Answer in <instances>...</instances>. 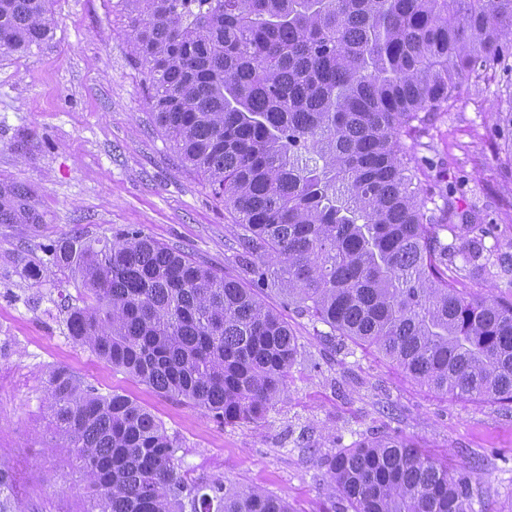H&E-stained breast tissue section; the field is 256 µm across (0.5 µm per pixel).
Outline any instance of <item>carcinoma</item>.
<instances>
[{
	"instance_id": "carcinoma-1",
	"label": "carcinoma",
	"mask_w": 512,
	"mask_h": 512,
	"mask_svg": "<svg viewBox=\"0 0 512 512\" xmlns=\"http://www.w3.org/2000/svg\"><path fill=\"white\" fill-rule=\"evenodd\" d=\"M50 0H0V41L26 52ZM148 103L179 158L234 214L242 266L331 333L415 382L512 410V297L471 292L448 261L492 253L439 231L472 217L428 207L401 140L448 111L461 84L512 73V0H120ZM15 216L0 187V220ZM81 273L69 336L220 424L262 419L299 344L256 294L129 228L51 245L28 268ZM50 428L78 468L85 512H183L176 444L130 397L68 368L46 374ZM398 435L327 460L350 512H475L483 486ZM192 512H291L261 489L215 484Z\"/></svg>"
}]
</instances>
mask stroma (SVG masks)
Returning <instances> with one entry per match:
<instances>
[{
	"label": "stroma",
	"instance_id": "1",
	"mask_svg": "<svg viewBox=\"0 0 512 512\" xmlns=\"http://www.w3.org/2000/svg\"><path fill=\"white\" fill-rule=\"evenodd\" d=\"M51 38L26 54L0 48V186L21 208L0 223V466L26 512H83L82 483L49 447L45 372L69 368L100 393L130 396L159 418L178 446L187 488L226 482L261 488L292 512H334L325 462L384 433L411 440L457 474L485 473L482 512H512V413L496 403L442 396L374 349L340 343L328 328L260 294L297 336L288 388L264 419L221 425L185 400L113 369L67 334L80 304L79 272L26 277L45 245L114 236L129 227L184 252L220 276L246 281L233 216L185 166L147 104L140 66L117 0H50ZM512 89L497 76L460 87L447 112L403 142L425 167L422 189L453 190L458 210L484 230L497 263L448 273L471 291L512 296V179L498 159L512 127Z\"/></svg>",
	"mask_w": 512,
	"mask_h": 512
}]
</instances>
